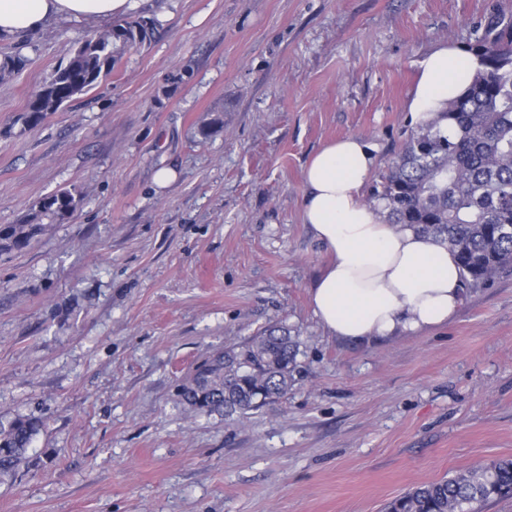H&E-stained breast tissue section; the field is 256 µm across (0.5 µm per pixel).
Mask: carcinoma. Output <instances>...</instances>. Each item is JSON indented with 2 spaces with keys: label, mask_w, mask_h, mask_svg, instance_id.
Masks as SVG:
<instances>
[{
  "label": "carcinoma",
  "mask_w": 512,
  "mask_h": 512,
  "mask_svg": "<svg viewBox=\"0 0 512 512\" xmlns=\"http://www.w3.org/2000/svg\"><path fill=\"white\" fill-rule=\"evenodd\" d=\"M160 20L132 13L100 34L80 38L17 118L21 130L40 123L112 74L128 53L144 46ZM468 50L481 69L463 71L465 93L448 101L437 123L406 137L367 203L381 207L389 224H404L438 238L456 254L462 288L490 285L512 271V17L497 0L471 25ZM28 58L18 47L0 59V83ZM81 202L63 187L38 201L14 224L0 225V252L21 251ZM297 340L272 326L197 366L179 385L182 401L205 412L244 414L286 395L294 383ZM42 421L20 418L0 425V473L26 462ZM512 495V460L503 459L423 483L386 505L385 512H480L492 498Z\"/></svg>",
  "instance_id": "1"
}]
</instances>
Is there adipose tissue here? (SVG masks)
Masks as SVG:
<instances>
[{
	"instance_id": "1",
	"label": "adipose tissue",
	"mask_w": 512,
	"mask_h": 512,
	"mask_svg": "<svg viewBox=\"0 0 512 512\" xmlns=\"http://www.w3.org/2000/svg\"><path fill=\"white\" fill-rule=\"evenodd\" d=\"M141 0H0V37L38 33L51 22L116 19ZM477 59L440 44L420 63L409 101L414 125L434 120ZM375 166L371 146L349 136L327 144L304 170V222L331 260L311 290L321 325L343 341L368 343L444 326L462 304L460 270L446 242L385 223L363 189Z\"/></svg>"
}]
</instances>
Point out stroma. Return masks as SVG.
I'll list each match as a JSON object with an SVG mask.
<instances>
[{"mask_svg": "<svg viewBox=\"0 0 512 512\" xmlns=\"http://www.w3.org/2000/svg\"><path fill=\"white\" fill-rule=\"evenodd\" d=\"M486 3L144 0L151 42L24 132L46 77L105 26L0 38L28 57L0 84V224L64 186L84 197L0 254V422L44 423L0 475V512H384L512 458V273L444 327L341 341L313 312L329 256L303 215L331 141L365 139L380 181L420 62L466 43ZM273 324L300 342L287 395L232 418L181 400L199 363Z\"/></svg>", "mask_w": 512, "mask_h": 512, "instance_id": "obj_1", "label": "stroma"}]
</instances>
